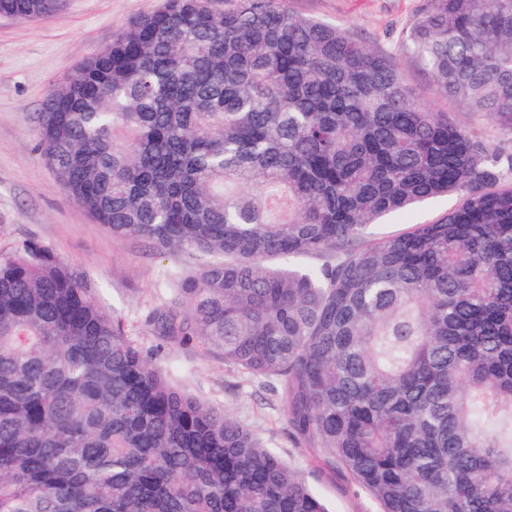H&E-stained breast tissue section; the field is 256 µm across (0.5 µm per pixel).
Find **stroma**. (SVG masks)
<instances>
[{
  "label": "stroma",
  "instance_id": "stroma-1",
  "mask_svg": "<svg viewBox=\"0 0 512 512\" xmlns=\"http://www.w3.org/2000/svg\"><path fill=\"white\" fill-rule=\"evenodd\" d=\"M301 16L336 27L390 56L405 83L438 112H449L491 145L500 130L442 97L431 76L401 50L403 31L425 0H286ZM162 0H66L65 7L31 21L0 16V254L26 240L52 252L85 274L108 314L119 316L141 348L153 354L170 378L200 398L223 405L268 449L290 464L329 512H379L378 503L342 473L326 469L315 449L295 445L273 398L257 381L225 364L201 344L163 343L147 323L148 314L169 302L170 275L208 263L161 251L146 241L112 236L72 201L38 149V116L55 87L75 77L84 60L111 43L139 15ZM456 196L438 197L375 224L385 237L437 220Z\"/></svg>",
  "mask_w": 512,
  "mask_h": 512
}]
</instances>
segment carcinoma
Listing matches in <instances>:
<instances>
[{
  "instance_id": "cac0c4a2",
  "label": "carcinoma",
  "mask_w": 512,
  "mask_h": 512,
  "mask_svg": "<svg viewBox=\"0 0 512 512\" xmlns=\"http://www.w3.org/2000/svg\"><path fill=\"white\" fill-rule=\"evenodd\" d=\"M401 48L512 137V0H428ZM38 138L112 235L214 257L175 276L155 335L258 380L380 512H512V151L286 0H165L51 92ZM448 193L443 217L367 240ZM0 512L327 510L28 240L0 255Z\"/></svg>"
}]
</instances>
